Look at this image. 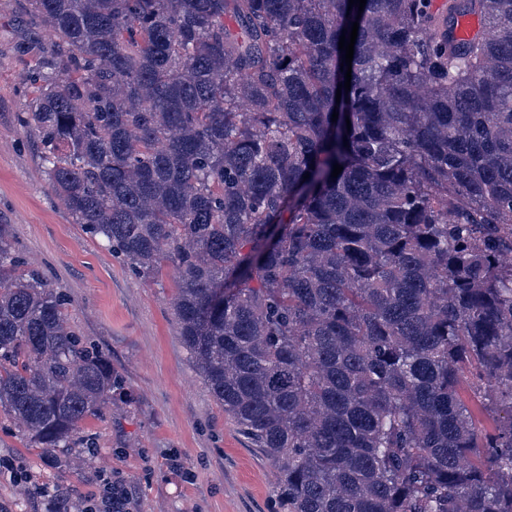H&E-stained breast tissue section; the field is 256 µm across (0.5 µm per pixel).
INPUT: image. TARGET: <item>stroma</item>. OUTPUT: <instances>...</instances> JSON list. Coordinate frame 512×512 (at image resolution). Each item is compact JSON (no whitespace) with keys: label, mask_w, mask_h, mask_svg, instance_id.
I'll return each instance as SVG.
<instances>
[{"label":"stroma","mask_w":512,"mask_h":512,"mask_svg":"<svg viewBox=\"0 0 512 512\" xmlns=\"http://www.w3.org/2000/svg\"><path fill=\"white\" fill-rule=\"evenodd\" d=\"M55 39L25 0H0V222L15 253L67 294L68 326L112 359L124 386L110 414L88 421L84 445L42 454L0 411V512H50L52 496L82 512L100 497V473L127 512H277L278 471L209 394L177 335V271L132 275L103 239L87 237L43 173L37 135L17 120L32 79L56 66Z\"/></svg>","instance_id":"stroma-1"}]
</instances>
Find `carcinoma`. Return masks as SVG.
<instances>
[{"label": "carcinoma", "instance_id": "1", "mask_svg": "<svg viewBox=\"0 0 512 512\" xmlns=\"http://www.w3.org/2000/svg\"><path fill=\"white\" fill-rule=\"evenodd\" d=\"M27 2L44 174L133 274L176 265L282 512H512V0H450L484 27L452 48L429 0ZM66 306L0 224V407L44 453L123 386Z\"/></svg>", "mask_w": 512, "mask_h": 512}]
</instances>
